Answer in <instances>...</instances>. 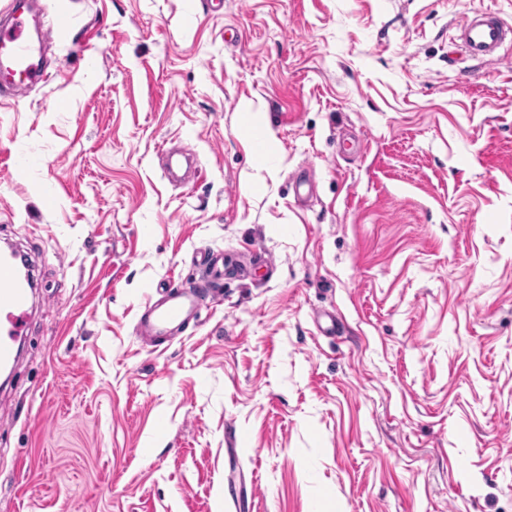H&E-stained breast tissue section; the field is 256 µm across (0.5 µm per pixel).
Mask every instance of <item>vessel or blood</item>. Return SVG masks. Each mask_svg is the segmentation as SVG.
Instances as JSON below:
<instances>
[{"mask_svg":"<svg viewBox=\"0 0 512 512\" xmlns=\"http://www.w3.org/2000/svg\"><path fill=\"white\" fill-rule=\"evenodd\" d=\"M24 0H9L6 11L8 26L0 25V75L9 74L10 87L47 82L48 76L35 63L41 53L28 34V18ZM466 53L477 60L500 59L502 51L512 48V27L492 11L481 18H465L459 36ZM39 286L34 267L22 266L12 255L0 254V370L13 368L26 327L32 315ZM166 299L148 307L137 322L138 334L165 336L172 328L185 323L198 313L206 297L202 286L183 282H165Z\"/></svg>","mask_w":512,"mask_h":512,"instance_id":"1","label":"vessel or blood"}]
</instances>
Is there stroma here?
<instances>
[{"label": "stroma", "instance_id": "obj_1", "mask_svg": "<svg viewBox=\"0 0 512 512\" xmlns=\"http://www.w3.org/2000/svg\"><path fill=\"white\" fill-rule=\"evenodd\" d=\"M39 2L69 24L0 102V245L40 281L0 512H236L251 483L253 512H512V51L456 39L512 0ZM219 249L223 300L140 339Z\"/></svg>", "mask_w": 512, "mask_h": 512}]
</instances>
